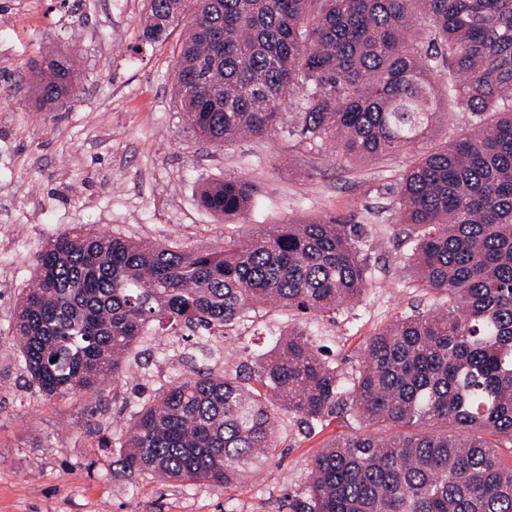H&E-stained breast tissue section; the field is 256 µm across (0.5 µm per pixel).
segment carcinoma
<instances>
[{
  "instance_id": "carcinoma-1",
  "label": "carcinoma",
  "mask_w": 512,
  "mask_h": 512,
  "mask_svg": "<svg viewBox=\"0 0 512 512\" xmlns=\"http://www.w3.org/2000/svg\"><path fill=\"white\" fill-rule=\"evenodd\" d=\"M187 20L175 71L193 132L217 144L276 129L298 98L312 148L413 154L398 200L404 263L438 311L366 343L350 384L290 328L256 367L198 374L149 399L124 467L237 485L275 456L278 412L310 431L358 423L314 457L290 512H512V0H149L146 33ZM65 54L36 76L41 107L74 86ZM473 131L415 154L441 106ZM255 184L209 182L205 211L245 214ZM361 224H278L217 249L134 242L86 226L50 241L15 302L14 336L46 399L100 393L151 324L225 327L259 305L345 313L370 279Z\"/></svg>"
}]
</instances>
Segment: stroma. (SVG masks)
Returning <instances> with one entry per match:
<instances>
[{
    "label": "stroma",
    "instance_id": "35a3bbf8",
    "mask_svg": "<svg viewBox=\"0 0 512 512\" xmlns=\"http://www.w3.org/2000/svg\"><path fill=\"white\" fill-rule=\"evenodd\" d=\"M147 0H0V512H290L305 495L313 457L353 421L305 431L280 415L272 462L245 484L172 481L123 471L122 442L139 407L192 372L223 374L273 347L280 331L315 336L344 374L369 338L400 317L441 306L444 294L417 287L403 264L396 213L411 157L376 162L309 148L286 103L274 135L221 146L189 128L174 74L186 30L147 38ZM70 56L73 92L41 108L30 80L46 53ZM247 178L251 209L222 220L198 204L200 187ZM364 227L371 279L363 300L336 318L258 308L224 332L221 362L182 360L184 331L154 329L129 353L124 375L101 400L46 399L15 345V300L36 276L50 240L88 224L107 235L187 250L222 246L259 228L296 220Z\"/></svg>",
    "mask_w": 512,
    "mask_h": 512
}]
</instances>
